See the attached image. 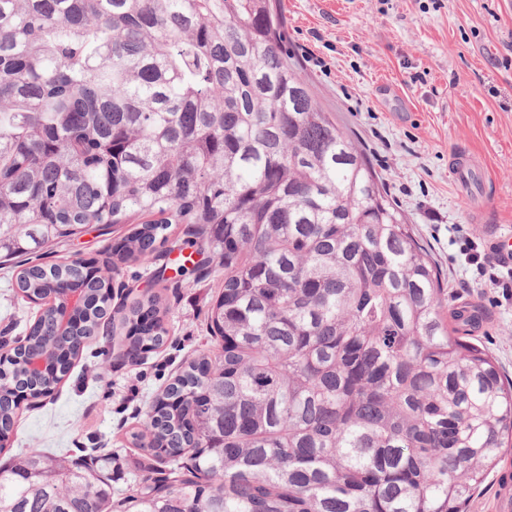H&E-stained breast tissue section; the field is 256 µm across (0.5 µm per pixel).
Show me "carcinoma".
I'll return each instance as SVG.
<instances>
[{
    "instance_id": "cac0c4a2",
    "label": "carcinoma",
    "mask_w": 512,
    "mask_h": 512,
    "mask_svg": "<svg viewBox=\"0 0 512 512\" xmlns=\"http://www.w3.org/2000/svg\"><path fill=\"white\" fill-rule=\"evenodd\" d=\"M130 224L93 278L21 268L84 293L66 376L98 335L118 263L208 253L222 351L184 367L147 415L168 480L122 512H464L512 448V381L448 309L436 265L351 135L291 62L271 0H0V259ZM183 225V239L171 237ZM191 253L184 254L185 249ZM155 298L132 343L161 333ZM44 308L0 362V449L24 369L49 352ZM190 451V465L178 460ZM98 467L32 449L0 466V512H112Z\"/></svg>"
}]
</instances>
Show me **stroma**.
<instances>
[{"instance_id":"1","label":"stroma","mask_w":512,"mask_h":512,"mask_svg":"<svg viewBox=\"0 0 512 512\" xmlns=\"http://www.w3.org/2000/svg\"><path fill=\"white\" fill-rule=\"evenodd\" d=\"M288 52L325 111L335 113L382 179L390 200L433 256L451 306H476L474 334L512 379V301L476 284L466 241L491 249L512 236V0H273ZM488 164L486 181L460 191L453 158ZM129 232L115 224L45 250L43 265L108 259ZM176 253L112 274L111 323L90 339L51 395L24 401L0 463L37 448L77 458L99 449L114 505L163 476L164 455L140 447L145 415L183 367L220 351L208 309L218 273L179 276ZM18 261L0 264V356L11 354L39 308L17 293ZM154 296L162 345L129 358L124 315ZM512 494V453L467 512H496Z\"/></svg>"}]
</instances>
